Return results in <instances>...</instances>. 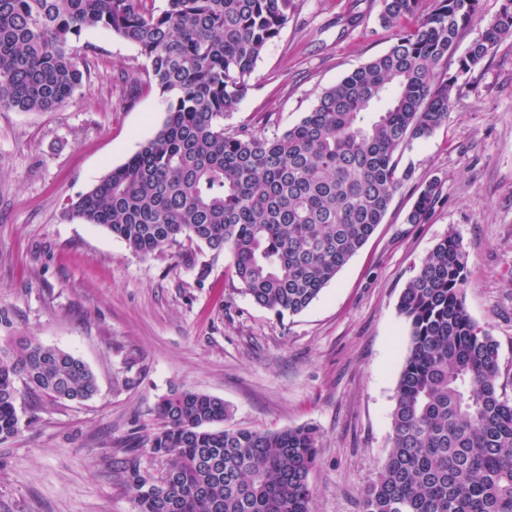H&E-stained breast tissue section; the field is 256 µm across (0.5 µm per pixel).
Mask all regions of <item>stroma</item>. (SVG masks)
<instances>
[{"label": "stroma", "instance_id": "35a3bbf8", "mask_svg": "<svg viewBox=\"0 0 512 512\" xmlns=\"http://www.w3.org/2000/svg\"><path fill=\"white\" fill-rule=\"evenodd\" d=\"M256 63L254 88L224 120L266 136L299 122L328 87L388 50L378 0H294ZM481 0L441 71L495 20ZM90 83L52 112L0 108V347L22 336L71 352L94 371L90 400L21 392L22 432L0 442V512H136L126 461L159 476L129 437L147 434L160 397L194 390L223 399L228 426H315L320 448L311 512H359L389 451L391 412L409 326L398 303L446 236L467 253L466 308L499 344L512 397V35L461 80L449 118L397 154L413 173L382 224L305 311L277 317L232 278L227 256L205 280L180 256L134 255L105 229L65 214L70 198L123 164L160 128L166 102L144 84L138 49L95 28ZM438 183L428 220L408 223L419 193Z\"/></svg>", "mask_w": 512, "mask_h": 512}]
</instances>
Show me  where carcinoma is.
<instances>
[{"label": "carcinoma", "instance_id": "cac0c4a2", "mask_svg": "<svg viewBox=\"0 0 512 512\" xmlns=\"http://www.w3.org/2000/svg\"><path fill=\"white\" fill-rule=\"evenodd\" d=\"M391 28L419 17L390 48L326 89L298 123L271 137L224 116L252 89L255 64L294 0H0V107L52 112L83 87L73 43L103 28L146 59L167 101L155 135L69 204L136 255L184 241L230 257L252 300L277 316L307 309L383 223L412 178L394 155L448 121L458 79L512 34V0L458 60L438 72L480 0H379ZM428 183L408 216L428 220ZM467 254L441 239L399 299L410 324L392 410L390 450L361 512H512V398L499 383V345L464 304ZM83 401L97 392L80 358L34 339L0 349V441L21 432L17 382ZM149 454L170 478L135 462L124 479L137 512H310L313 426L224 428V400L183 390L156 404Z\"/></svg>", "mask_w": 512, "mask_h": 512}]
</instances>
